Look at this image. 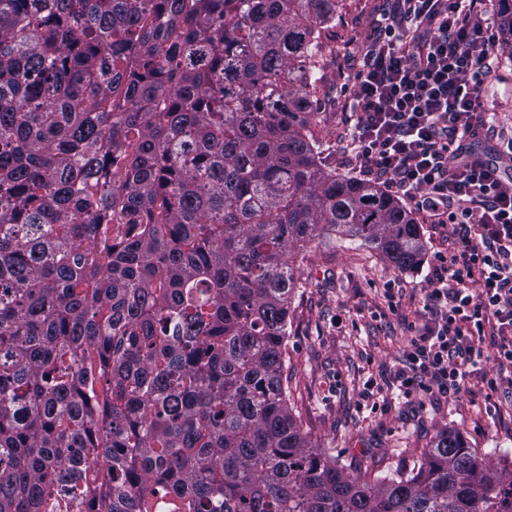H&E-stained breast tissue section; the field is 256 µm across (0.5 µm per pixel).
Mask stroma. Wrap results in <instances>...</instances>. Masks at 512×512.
<instances>
[{
	"label": "stroma",
	"mask_w": 512,
	"mask_h": 512,
	"mask_svg": "<svg viewBox=\"0 0 512 512\" xmlns=\"http://www.w3.org/2000/svg\"><path fill=\"white\" fill-rule=\"evenodd\" d=\"M385 6L386 0H340L313 128L325 168L358 180L363 174L347 148L351 128L341 88L359 64ZM483 98L498 128L512 132V55L500 57ZM413 217L426 251L412 270L396 269L384 254L360 241L336 237L291 255L302 276L288 313L283 373L288 403L319 447L351 472L371 477L413 468L437 433L447 428L461 432L480 453L512 459V394L499 389L489 404L480 392L483 377L498 374L493 365H481L473 373L477 394L471 398L407 404L393 394L374 412L363 404L366 384L385 385L399 368L410 339L408 327L423 315L421 296L434 257L453 242L450 226L433 223L420 211ZM388 288L401 298L398 313L387 308Z\"/></svg>",
	"instance_id": "stroma-1"
}]
</instances>
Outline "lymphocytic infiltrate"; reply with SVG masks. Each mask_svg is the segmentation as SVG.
<instances>
[{"instance_id": "obj_1", "label": "lymphocytic infiltrate", "mask_w": 512, "mask_h": 512, "mask_svg": "<svg viewBox=\"0 0 512 512\" xmlns=\"http://www.w3.org/2000/svg\"><path fill=\"white\" fill-rule=\"evenodd\" d=\"M500 51L488 0H392L350 78L360 168L452 228L395 376L407 398L471 395L483 362L512 373V138L482 96Z\"/></svg>"}]
</instances>
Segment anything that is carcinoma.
I'll list each match as a JSON object with an SVG mask.
<instances>
[{"label": "carcinoma", "mask_w": 512, "mask_h": 512, "mask_svg": "<svg viewBox=\"0 0 512 512\" xmlns=\"http://www.w3.org/2000/svg\"><path fill=\"white\" fill-rule=\"evenodd\" d=\"M337 4L0 0V512H512L459 431L368 479L288 408L290 249L424 255L320 161Z\"/></svg>", "instance_id": "cac0c4a2"}]
</instances>
